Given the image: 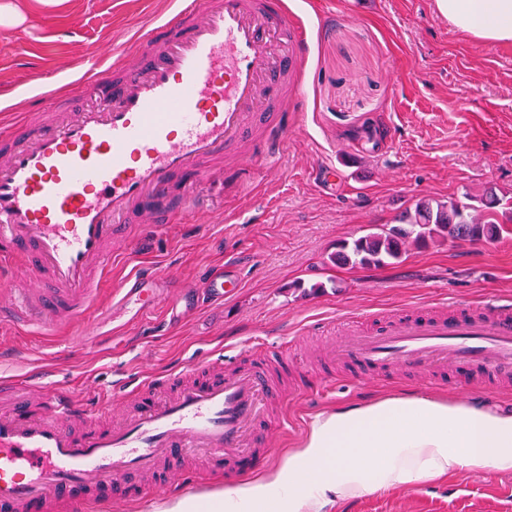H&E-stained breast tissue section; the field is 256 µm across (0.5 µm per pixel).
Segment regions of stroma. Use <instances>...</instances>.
<instances>
[{
	"label": "stroma",
	"instance_id": "stroma-1",
	"mask_svg": "<svg viewBox=\"0 0 512 512\" xmlns=\"http://www.w3.org/2000/svg\"><path fill=\"white\" fill-rule=\"evenodd\" d=\"M23 2L25 25L0 28V108L14 120L41 109L29 88L56 85L63 67L79 78L105 51L132 53L150 23L174 7V0H63L47 9ZM283 4L303 22L309 51L288 101L282 166L255 167L243 186L225 184L223 223L188 216L133 225L89 310L104 317L100 336L77 350L66 327L52 335L0 327V378L23 383L41 372L91 400L117 379L134 386L158 373L188 376L215 359L230 367L279 345L302 385L279 398L288 428L259 434L264 467L283 462L319 412L401 391L450 397V386L405 373L359 381L339 366L326 382L315 365L324 339L312 329L512 300V223L491 241L407 247L381 267L332 261L341 244L392 224L420 198L460 200L487 187L512 197V45L469 39L437 14L434 0ZM328 166L339 173L333 187L320 179ZM224 262L240 271L239 293L179 325L163 326L159 309L149 323L109 309L135 270L171 269L196 285ZM339 512H512V472L393 488Z\"/></svg>",
	"mask_w": 512,
	"mask_h": 512
}]
</instances>
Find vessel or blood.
Segmentation results:
<instances>
[{
  "mask_svg": "<svg viewBox=\"0 0 512 512\" xmlns=\"http://www.w3.org/2000/svg\"><path fill=\"white\" fill-rule=\"evenodd\" d=\"M308 52L305 34L279 0H180L177 9L120 57L81 78L80 96L47 87L52 123L31 114L0 132V326L75 328L76 345L97 330L85 314L127 225L165 224L174 215L222 221L211 192L194 177L220 156L247 180L254 164L274 163L288 126L286 83ZM186 185L173 192V177ZM25 258L34 276L15 274ZM242 286L230 266L208 273L201 291L170 271L135 273L114 292L120 305L150 314L166 305L170 323L218 304ZM328 366L355 377L394 369L435 383L512 384V303L478 311L406 316L366 333L338 332ZM165 378L137 391L118 383L104 410L108 427L73 396L43 382L0 383V512H50L91 501L108 512L133 502H166L186 491L194 462L234 475L259 455L256 431L276 386L264 368L208 371L159 400Z\"/></svg>",
  "mask_w": 512,
  "mask_h": 512,
  "instance_id": "vessel-or-blood-1",
  "label": "vessel or blood"
}]
</instances>
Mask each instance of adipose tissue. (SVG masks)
Here are the masks:
<instances>
[{
	"mask_svg": "<svg viewBox=\"0 0 512 512\" xmlns=\"http://www.w3.org/2000/svg\"><path fill=\"white\" fill-rule=\"evenodd\" d=\"M456 30L512 44V0H436ZM512 471V414L460 399L396 394L316 414L281 465L170 512H323L379 491Z\"/></svg>",
	"mask_w": 512,
	"mask_h": 512,
	"instance_id": "ef3b65f1",
	"label": "adipose tissue"
}]
</instances>
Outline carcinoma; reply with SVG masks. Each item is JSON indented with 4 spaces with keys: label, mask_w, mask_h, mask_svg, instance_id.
Returning <instances> with one entry per match:
<instances>
[{
    "label": "carcinoma",
    "mask_w": 512,
    "mask_h": 512,
    "mask_svg": "<svg viewBox=\"0 0 512 512\" xmlns=\"http://www.w3.org/2000/svg\"><path fill=\"white\" fill-rule=\"evenodd\" d=\"M483 207L450 200L421 199L414 212H405L388 228H378L344 244L332 256L338 266H380L402 255L409 241L425 243L437 239L491 240L499 232V224L512 223V206L500 207L497 192L489 188L481 195Z\"/></svg>",
    "instance_id": "cac0c4a2"
}]
</instances>
